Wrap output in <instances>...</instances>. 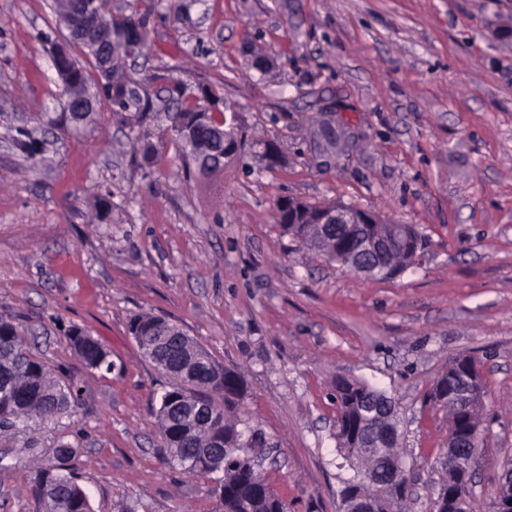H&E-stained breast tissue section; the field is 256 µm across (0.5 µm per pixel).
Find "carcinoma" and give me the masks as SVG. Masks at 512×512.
Here are the masks:
<instances>
[{
  "label": "carcinoma",
  "mask_w": 512,
  "mask_h": 512,
  "mask_svg": "<svg viewBox=\"0 0 512 512\" xmlns=\"http://www.w3.org/2000/svg\"><path fill=\"white\" fill-rule=\"evenodd\" d=\"M97 13L104 19L101 30L108 38L112 34L122 33L131 25L147 30L151 10L141 7L139 0H133L126 11L116 14L105 9V0H97ZM65 75L60 77L62 93L66 95L103 96L112 107V112L121 115L132 128L137 129L135 142L146 162L156 159V148L152 141V132L143 127L145 113L140 111L141 96L131 95V90H139L140 84L125 68L126 55L118 52L112 56L111 64L102 61L100 50L95 43L86 39L67 40ZM151 79L162 85V91L170 101L176 104L174 111L167 113L169 125L167 131L175 138L182 129L202 128L200 140L188 137L179 151L186 166L196 170L203 177L207 172L198 166V156L206 149L211 134L222 135L224 129V110L219 107L221 97L209 87L200 88V94L187 93L183 81L171 74L155 73ZM94 119V112H83L74 118L60 113L56 120L47 123L63 131L76 129ZM320 134L328 149L339 148L346 136L343 127L335 128L325 121ZM278 222L284 231L297 238L307 249L323 256L336 248V229L319 224H290L288 214H278ZM392 253L387 261V269L380 278H393L404 269L409 253L406 240L395 237L391 240ZM140 331L148 335L159 333L171 340L169 353H174L181 342L183 331L176 325L151 314H140L130 322V333ZM69 343L82 364L88 369L112 370L105 347L88 330L72 326L67 331ZM176 388L181 398L192 404H203L210 408L213 416L212 430L224 436V463L220 489L224 500V512H281L283 501L273 491L261 475L256 460L250 452L243 450V435L239 429V413L245 394L244 381L239 372L220 364L206 361L193 381L180 384L170 383L165 393ZM333 403L336 405V451L354 472L374 468L377 470L382 486L362 485L356 477L345 481L341 494L364 491L376 497L377 512H404L408 496L404 475L391 477L389 456L401 455L399 445L378 450L362 456H352L349 449L355 447V441L367 428L362 420V404L377 403L385 399V394L367 384L336 377L333 384ZM81 401L80 390L74 384L65 383L53 376L50 367L33 354L25 340V333L14 319L0 314V429H10L20 419L26 426L41 429L59 421ZM485 403L474 405L467 419L458 418L449 405L440 409L448 415V432L451 436L464 437L468 421L481 423ZM156 417L162 447L171 463L187 474L199 477H211V459L197 454L191 448H175L171 441V425L164 408L156 410ZM442 480L439 488L458 501L460 512H473L466 482L454 480L462 468L453 464L441 467ZM34 497L43 505L44 512H93L91 503L76 476L65 472L63 467L44 468L33 482Z\"/></svg>",
  "instance_id": "carcinoma-1"
}]
</instances>
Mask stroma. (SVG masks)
<instances>
[{"label": "stroma", "mask_w": 512, "mask_h": 512, "mask_svg": "<svg viewBox=\"0 0 512 512\" xmlns=\"http://www.w3.org/2000/svg\"><path fill=\"white\" fill-rule=\"evenodd\" d=\"M51 4L0 0V313L81 402L46 428L0 430V512H40L34 474L62 444L94 512H224L209 480L165 461L154 411L168 381L129 332L140 313L240 372L245 427L288 512L340 510L339 376L395 398L407 509L431 512L448 423L428 396L452 358H479L490 405L471 499L490 512L512 467V0H179L175 17L154 0L153 51L130 66L156 114L149 168L107 102L76 131L35 126L61 112L51 52L68 32ZM164 67L219 92L284 165L248 154L189 175L151 80ZM325 120L348 130L339 152ZM289 197L412 225L419 265L381 280L312 255L276 221ZM73 325L106 344L111 372L73 356Z\"/></svg>", "instance_id": "obj_1"}]
</instances>
